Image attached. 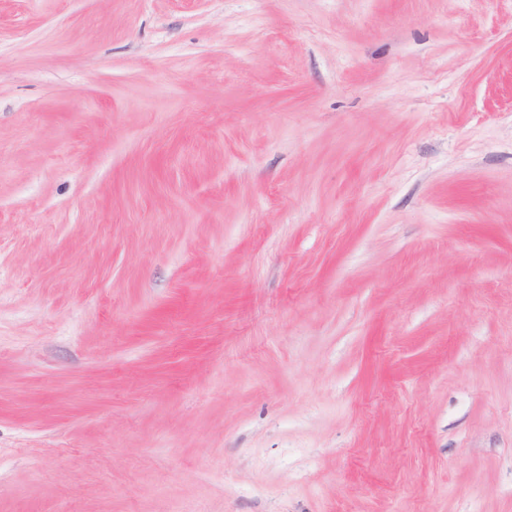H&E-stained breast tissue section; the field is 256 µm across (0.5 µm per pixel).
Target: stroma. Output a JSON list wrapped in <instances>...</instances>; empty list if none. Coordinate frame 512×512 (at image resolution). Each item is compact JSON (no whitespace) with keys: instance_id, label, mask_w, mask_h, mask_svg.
Here are the masks:
<instances>
[{"instance_id":"stroma-1","label":"stroma","mask_w":512,"mask_h":512,"mask_svg":"<svg viewBox=\"0 0 512 512\" xmlns=\"http://www.w3.org/2000/svg\"><path fill=\"white\" fill-rule=\"evenodd\" d=\"M0 512H512V0H0Z\"/></svg>"}]
</instances>
